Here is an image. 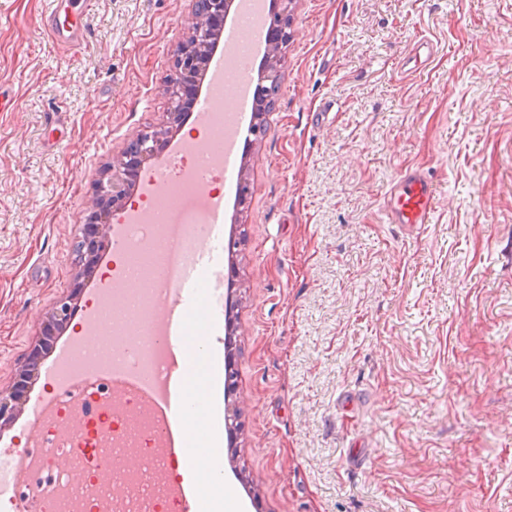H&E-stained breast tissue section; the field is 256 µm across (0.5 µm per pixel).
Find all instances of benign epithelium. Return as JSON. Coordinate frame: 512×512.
<instances>
[{
  "mask_svg": "<svg viewBox=\"0 0 512 512\" xmlns=\"http://www.w3.org/2000/svg\"><path fill=\"white\" fill-rule=\"evenodd\" d=\"M292 2L274 0L268 11L264 65L259 74L261 83L279 79L283 50L291 37ZM234 5L235 0H192L188 37L174 53L172 67L162 80L163 92L170 104L165 120L157 127L139 131L120 153L112 156V162L96 183L88 202L87 224L82 228L78 260L83 266L84 276L90 278L95 274L98 259L109 246L112 231L109 215L127 207L132 182L142 174L145 165L163 152L165 139L183 127L188 98L198 90L206 63ZM79 295L80 287L77 286L56 302L43 322L40 336L26 362L16 371L12 385L0 390L1 431L13 425L29 402L40 363L52 349L58 335L70 324L73 304Z\"/></svg>",
  "mask_w": 512,
  "mask_h": 512,
  "instance_id": "7a95c632",
  "label": "benign epithelium"
}]
</instances>
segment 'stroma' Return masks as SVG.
Returning a JSON list of instances; mask_svg holds the SVG:
<instances>
[{"mask_svg": "<svg viewBox=\"0 0 512 512\" xmlns=\"http://www.w3.org/2000/svg\"><path fill=\"white\" fill-rule=\"evenodd\" d=\"M0 0V387L74 284L103 169L169 103L191 0ZM251 137L206 408L241 512H512V0H293ZM65 113L63 125L50 122ZM428 224L388 223L400 174ZM73 1L80 2L74 3L70 14L65 9L62 15L59 2H57L55 7L52 4L53 8L46 19V26L52 40L61 46L79 44L84 39L87 30L88 14L85 11V0Z\"/></svg>", "mask_w": 512, "mask_h": 512, "instance_id": "stroma-1", "label": "stroma"}]
</instances>
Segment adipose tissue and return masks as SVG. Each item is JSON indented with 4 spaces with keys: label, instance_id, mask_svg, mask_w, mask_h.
<instances>
[{
    "label": "adipose tissue",
    "instance_id": "obj_1",
    "mask_svg": "<svg viewBox=\"0 0 512 512\" xmlns=\"http://www.w3.org/2000/svg\"><path fill=\"white\" fill-rule=\"evenodd\" d=\"M184 329L192 369L183 384L190 407L182 421L186 446L178 455L179 472L184 483L196 490L198 512H236V491L224 481L223 464L216 450L217 440L211 430V420L202 410L209 391L212 356L206 343L209 326L205 321L190 316L184 321Z\"/></svg>",
    "mask_w": 512,
    "mask_h": 512
}]
</instances>
